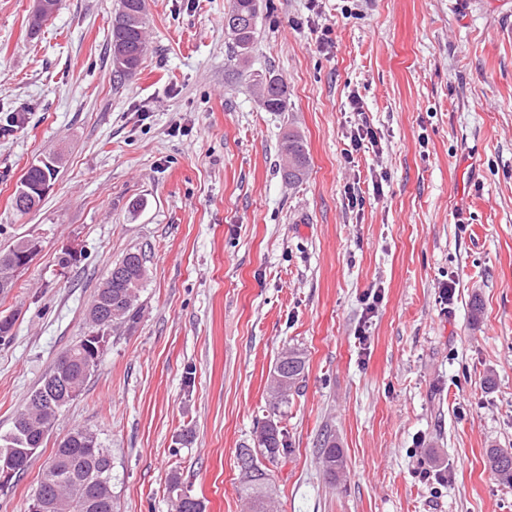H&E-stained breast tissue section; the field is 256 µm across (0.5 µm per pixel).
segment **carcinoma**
I'll list each match as a JSON object with an SVG mask.
<instances>
[{
	"label": "carcinoma",
	"mask_w": 512,
	"mask_h": 512,
	"mask_svg": "<svg viewBox=\"0 0 512 512\" xmlns=\"http://www.w3.org/2000/svg\"><path fill=\"white\" fill-rule=\"evenodd\" d=\"M143 0H120V7L112 24V49H122L135 57L146 52V7ZM259 0H231L224 15V26L235 40L241 56H246L255 41ZM253 91L262 107L268 112H285L288 109V88L282 79L272 75L257 74L251 78ZM283 159V176L288 183L303 182L310 170V156L304 139L297 131L284 134L280 144ZM26 247L21 241L4 253H0V291L5 293L15 287L16 274L8 258ZM148 278L146 260L139 251H131L108 272L102 280L92 303V310L100 313L104 334L133 325L139 317L141 292ZM70 362L61 366L57 359L41 385L27 398L24 408L14 419L11 431L0 436V449L9 444L17 448L13 457L15 474L27 468L30 457L41 447L44 437L53 427L59 411L77 397L94 371L86 367V360L94 351L86 338L65 351ZM306 356L290 348L277 360L268 384V415L257 422L254 431L255 448H241L242 493L250 500V512H272V502L265 493L267 473L259 465L258 456L275 460L284 446L279 417L282 408L288 406L291 397L299 392L305 376ZM324 471L336 478L341 461L340 448L332 434L323 436L320 444ZM55 456L60 459L54 478H41L38 490L43 497L57 505L53 512H114L112 495V453L103 447L98 436L83 428L71 432L58 446ZM492 471L512 482V453L491 448L488 451ZM104 481L107 486L98 494L79 495L76 487L86 482ZM170 491L175 493V512H202L201 503L184 490L178 475L169 480Z\"/></svg>",
	"instance_id": "obj_1"
}]
</instances>
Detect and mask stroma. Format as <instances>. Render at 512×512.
Returning <instances> with one entry per match:
<instances>
[{
    "instance_id": "obj_1",
    "label": "stroma",
    "mask_w": 512,
    "mask_h": 512,
    "mask_svg": "<svg viewBox=\"0 0 512 512\" xmlns=\"http://www.w3.org/2000/svg\"><path fill=\"white\" fill-rule=\"evenodd\" d=\"M118 4L61 0L34 33V0H0V251L40 245L0 294L15 318L0 435L83 337L112 264L139 250L149 269L138 320L0 485V512H28L77 428L112 452L116 512H174V472L203 512H246L237 454L290 347L304 381L285 452L260 462L277 512H512V485L486 466L488 449L512 452V0H260L244 57L230 0H147L131 78L112 63ZM254 73L286 82L287 111L262 108ZM354 94L380 142L348 164ZM290 129L311 159L296 186L279 167ZM53 154L51 190L18 213L16 185ZM320 452L324 471L331 479H335L336 469L341 461V452L334 435L326 434L323 436V442L320 444Z\"/></svg>"
}]
</instances>
